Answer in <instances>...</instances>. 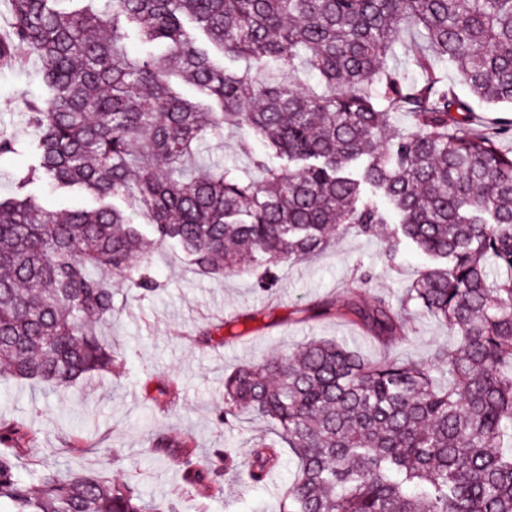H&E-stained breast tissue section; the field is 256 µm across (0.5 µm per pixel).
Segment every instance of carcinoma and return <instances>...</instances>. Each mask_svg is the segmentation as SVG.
<instances>
[{
    "label": "carcinoma",
    "instance_id": "cac0c4a2",
    "mask_svg": "<svg viewBox=\"0 0 512 512\" xmlns=\"http://www.w3.org/2000/svg\"><path fill=\"white\" fill-rule=\"evenodd\" d=\"M8 4L0 61L34 52L46 90L25 101L32 166L0 199V376L59 388L112 369L100 332L111 277L156 290L149 242L218 277L268 271L389 224L380 195L399 217L387 258L412 246L428 266L398 309L378 297L319 314L400 336L412 308L448 325L455 347L430 369L313 339L224 378L218 423L244 407L274 425L246 470L261 485L294 456L277 512H512V0ZM406 29L421 47L400 70L390 61ZM214 51L244 66L226 71ZM446 62L471 98L448 86ZM302 69L317 86L302 87ZM475 102L504 113L479 134ZM226 129L261 142L253 169L202 159ZM38 180L96 206L47 210ZM37 442L0 421V512H177L94 472L25 480L19 461ZM151 448L205 498L235 465L224 453L203 464L191 439L166 433Z\"/></svg>",
    "mask_w": 512,
    "mask_h": 512
}]
</instances>
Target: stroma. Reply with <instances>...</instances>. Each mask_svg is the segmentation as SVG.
I'll return each mask as SVG.
<instances>
[{
  "label": "stroma",
  "mask_w": 512,
  "mask_h": 512,
  "mask_svg": "<svg viewBox=\"0 0 512 512\" xmlns=\"http://www.w3.org/2000/svg\"><path fill=\"white\" fill-rule=\"evenodd\" d=\"M44 90L42 65L28 56L14 69H0V127L19 140L17 152L0 156V197L15 189L17 174L32 157L27 149L34 132L25 120L23 101ZM210 153L225 164L243 165L261 145L241 131L213 137ZM383 233L349 231L326 252L300 264L275 269L272 287H261L263 270L227 278L205 276L186 268L170 249L152 251L158 291L147 293L113 276L114 310L107 333L118 343V369L94 376L63 391L0 377V417L26 423L40 442L20 462L21 475L41 467L63 474L107 471L113 478L137 483L156 501L177 500L180 512H273L281 488L294 478L295 463L284 460L262 487L251 485L245 468L227 472L224 493L201 500L186 487L177 466L156 458L150 439L156 432L191 437L202 458L221 449L245 459L255 440L271 426L246 409L231 424L217 422L224 408V376L237 366L288 352L314 338L346 339L372 359L395 355L430 364L437 347L453 344L447 326L414 313L406 335L381 342L339 316L318 317L324 302L348 299L368 303L384 297L399 305L427 260L403 248L386 260ZM223 322L224 343H195L197 329ZM162 384L177 395L167 408L150 400ZM80 435L83 451H68L71 435Z\"/></svg>",
  "instance_id": "obj_1"
}]
</instances>
